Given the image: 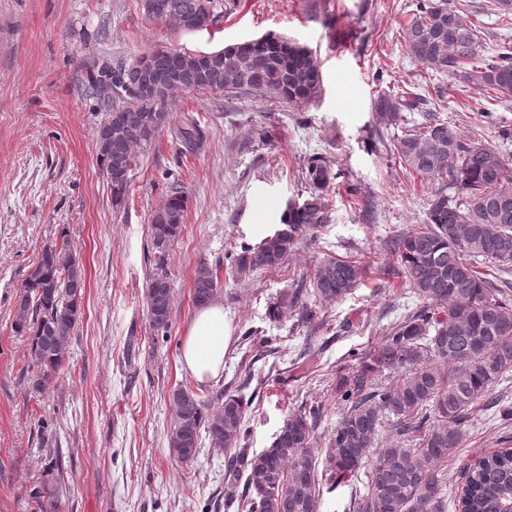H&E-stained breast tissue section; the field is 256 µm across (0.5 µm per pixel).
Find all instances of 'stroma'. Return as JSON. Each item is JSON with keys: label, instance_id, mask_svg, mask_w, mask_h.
Wrapping results in <instances>:
<instances>
[{"label": "stroma", "instance_id": "obj_1", "mask_svg": "<svg viewBox=\"0 0 512 512\" xmlns=\"http://www.w3.org/2000/svg\"><path fill=\"white\" fill-rule=\"evenodd\" d=\"M478 22L487 54L512 42V19L487 12L489 0H459ZM211 27L187 33L149 23L140 0H0V512H33V485L62 456L67 491L59 512H236L242 483L226 478L229 455L202 444L191 464L166 448L169 392L193 379L179 360L197 307L193 275L216 267L218 298L232 341L208 391L242 395L250 406L241 445L268 448L302 406H321L315 433L323 448L343 412L336 374L380 346L421 298L394 277L396 235L421 227L437 178L395 160L396 130L379 127L381 93L422 95L460 135L480 136L512 159V141L484 129L489 102L475 86L436 94L429 70L411 59L403 28L419 0H223ZM307 44L317 55L322 90L295 107L273 92H189L175 119H198L204 139L188 152L171 131L139 151L123 207L112 205L97 161L105 118L88 79L101 60L125 64L153 49L214 51L267 33ZM339 177L329 188L332 220L300 240L281 268L238 278L227 252L272 234L289 203L309 192L311 158ZM188 198L184 227L170 251L174 305L169 341L155 340L147 318L151 215L171 188ZM68 231L85 269L82 315L65 362L43 394L29 390L28 345L14 332L13 310L43 246ZM362 262L366 277L343 300L320 304V321L297 308L270 320L268 308L310 287L328 256ZM499 407L476 412L448 461L455 492L466 465L512 448V378L493 387ZM54 421L41 434L40 420Z\"/></svg>", "mask_w": 512, "mask_h": 512}]
</instances>
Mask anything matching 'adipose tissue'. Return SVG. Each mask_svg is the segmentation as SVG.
Returning a JSON list of instances; mask_svg holds the SVG:
<instances>
[{
	"label": "adipose tissue",
	"mask_w": 512,
	"mask_h": 512,
	"mask_svg": "<svg viewBox=\"0 0 512 512\" xmlns=\"http://www.w3.org/2000/svg\"><path fill=\"white\" fill-rule=\"evenodd\" d=\"M231 329L221 303L202 306L190 322L182 348L184 370L196 382L218 379L224 370V354Z\"/></svg>",
	"instance_id": "1"
}]
</instances>
